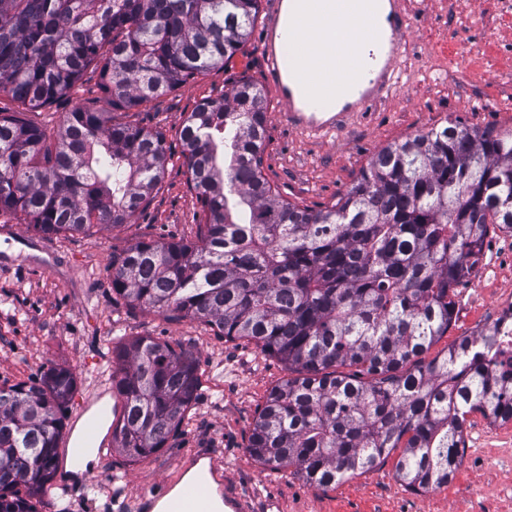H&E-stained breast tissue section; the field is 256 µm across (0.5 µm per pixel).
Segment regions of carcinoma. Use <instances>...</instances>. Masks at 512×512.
<instances>
[{"label":"carcinoma","mask_w":512,"mask_h":512,"mask_svg":"<svg viewBox=\"0 0 512 512\" xmlns=\"http://www.w3.org/2000/svg\"><path fill=\"white\" fill-rule=\"evenodd\" d=\"M260 0H0V211L40 233L118 228L151 201L168 156L157 131L117 122L246 43ZM99 72L106 107L77 106L55 139L23 117ZM262 88L241 80L180 131L187 180L209 214L193 241L137 242L112 256V293L169 318L245 339L293 376L268 392L249 454L325 488L398 452L412 492L448 485L466 417L512 422V372L448 332L456 288L489 226L512 232V132L451 123L381 149L330 208L281 198L262 174ZM342 367L355 371L344 373ZM112 449L165 447L198 399L200 362L180 343L112 349ZM75 374L50 367L0 385V512H38L58 470Z\"/></svg>","instance_id":"obj_1"}]
</instances>
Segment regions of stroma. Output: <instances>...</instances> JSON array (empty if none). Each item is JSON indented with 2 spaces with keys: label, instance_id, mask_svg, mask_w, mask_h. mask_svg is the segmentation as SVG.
I'll return each mask as SVG.
<instances>
[{
  "label": "stroma",
  "instance_id": "35a3bbf8",
  "mask_svg": "<svg viewBox=\"0 0 512 512\" xmlns=\"http://www.w3.org/2000/svg\"><path fill=\"white\" fill-rule=\"evenodd\" d=\"M401 48L400 77L387 99L352 128L324 144L289 131L283 109L259 53L261 23L228 68H215L174 92L144 103L128 121L163 133L169 161L152 203L132 223L69 238L45 236L25 223L27 244L0 235V381L39 376L64 367L77 377L70 408L108 379L118 339L151 337L193 348L200 359L199 397L181 429L157 453L131 462L109 451L98 465L51 483L40 512H116L115 498L135 502L178 484L180 458L209 452L231 483L257 500L273 499L279 512H512V423L492 425L472 413L465 453L447 486L425 493L395 477V457L342 483L314 488L289 472L264 468L247 450L253 419L272 387L287 378L284 365L247 340L227 341L195 321L170 320L112 296L108 266L115 253L139 241L195 239L207 217L187 183L179 131L203 100L249 79L266 97L267 141L262 173L288 201L302 207L332 206L385 146L448 121L506 134L512 132V14L501 0H411ZM99 75L83 79L52 106L29 113L55 135L75 106L99 108ZM24 254L27 263L12 259ZM512 300V233L490 227L483 255L458 286L448 332L431 347L445 351L471 336L494 309Z\"/></svg>",
  "mask_w": 512,
  "mask_h": 512
}]
</instances>
